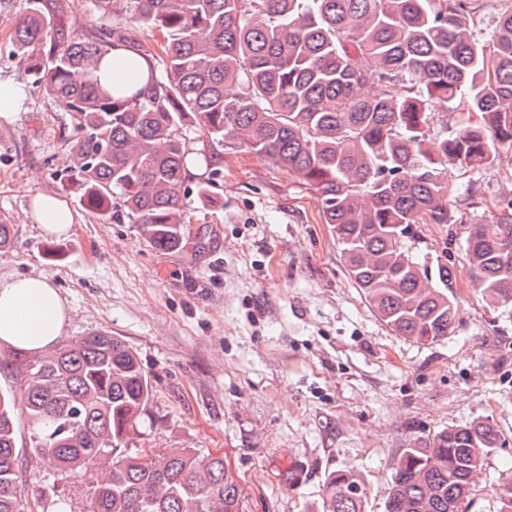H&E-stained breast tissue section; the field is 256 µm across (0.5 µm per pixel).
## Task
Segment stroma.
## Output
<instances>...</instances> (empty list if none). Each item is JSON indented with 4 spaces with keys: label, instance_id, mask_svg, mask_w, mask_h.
I'll return each mask as SVG.
<instances>
[{
    "label": "stroma",
    "instance_id": "obj_1",
    "mask_svg": "<svg viewBox=\"0 0 512 512\" xmlns=\"http://www.w3.org/2000/svg\"><path fill=\"white\" fill-rule=\"evenodd\" d=\"M28 6L0 0V80L26 91L23 111L0 113V224L13 227L0 275H48L72 316L64 338L103 331L137 352L154 393L134 447L222 455L243 512H310L338 470L369 488L366 512H384L403 448L485 421L505 444L472 486L470 512H497L512 481V317L483 299L464 248L471 225L495 223L512 202V148L487 166H448L449 220L421 225L410 245L453 266L458 301L453 334L420 344L373 312L313 193L238 141L212 146L216 200L187 197L182 249L153 248L128 219L104 224L87 211L63 178L70 117L13 54ZM111 24L86 0H65L59 35L86 38ZM35 193L68 204L71 235L41 233ZM31 434L18 418L26 496L49 486L70 512H89L68 479L33 463Z\"/></svg>",
    "mask_w": 512,
    "mask_h": 512
}]
</instances>
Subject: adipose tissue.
Wrapping results in <instances>:
<instances>
[{
    "mask_svg": "<svg viewBox=\"0 0 512 512\" xmlns=\"http://www.w3.org/2000/svg\"><path fill=\"white\" fill-rule=\"evenodd\" d=\"M98 78L106 87L130 95L146 88L151 81L148 60L120 46L102 60ZM33 217L49 235L72 233L75 215L65 201L51 193L32 197ZM70 315L64 298L48 276L0 277V343L38 353L58 341Z\"/></svg>",
    "mask_w": 512,
    "mask_h": 512,
    "instance_id": "ef3b65f1",
    "label": "adipose tissue"
}]
</instances>
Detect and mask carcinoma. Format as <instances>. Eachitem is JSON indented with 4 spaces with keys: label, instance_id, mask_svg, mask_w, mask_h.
Returning <instances> with one entry per match:
<instances>
[{
    "label": "carcinoma",
    "instance_id": "carcinoma-1",
    "mask_svg": "<svg viewBox=\"0 0 512 512\" xmlns=\"http://www.w3.org/2000/svg\"><path fill=\"white\" fill-rule=\"evenodd\" d=\"M114 26L102 37L56 38L59 0L28 9L12 37L36 87L68 112L70 172L100 220L126 216L160 250L187 241L188 165L234 136L298 177L317 199L345 266L392 331L434 343L455 324L454 272L406 247L420 224L448 223V163L485 166L512 147V11L474 37L465 0H89ZM163 35L164 77L131 96L98 83L119 45L156 57L130 28ZM234 83L240 91L224 94ZM378 85L367 97L362 89ZM401 92H394L396 86ZM465 100L476 120L442 138L432 109ZM198 127L205 143L183 137ZM195 185L214 201V175ZM464 259L478 289L512 313V213L477 224ZM22 371L17 405L0 393V512H39L19 489L16 413L31 454L87 494L89 512H242L224 457L129 443L152 397L135 350L106 332L48 352L0 350ZM503 441L488 422L450 427L400 454L385 512H453ZM369 489L333 472L314 512H365Z\"/></svg>",
    "mask_w": 512,
    "mask_h": 512
}]
</instances>
